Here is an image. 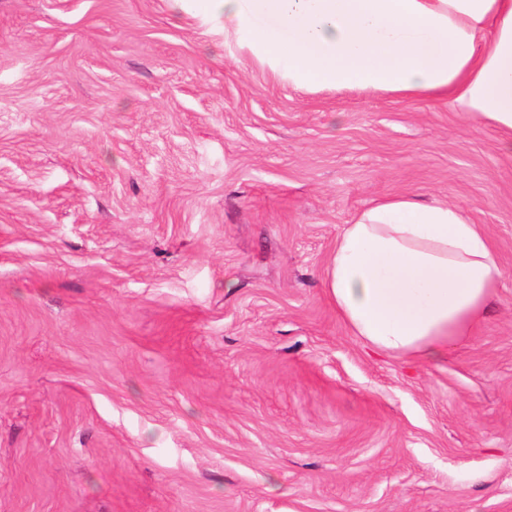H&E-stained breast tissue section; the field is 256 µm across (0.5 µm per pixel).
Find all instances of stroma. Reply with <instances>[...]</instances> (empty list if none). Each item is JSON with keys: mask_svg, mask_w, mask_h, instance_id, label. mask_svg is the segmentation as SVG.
<instances>
[{"mask_svg": "<svg viewBox=\"0 0 512 512\" xmlns=\"http://www.w3.org/2000/svg\"><path fill=\"white\" fill-rule=\"evenodd\" d=\"M447 99L289 85L196 0H0V512H512V156ZM504 275L448 356L352 336L366 205Z\"/></svg>", "mask_w": 512, "mask_h": 512, "instance_id": "obj_1", "label": "stroma"}]
</instances>
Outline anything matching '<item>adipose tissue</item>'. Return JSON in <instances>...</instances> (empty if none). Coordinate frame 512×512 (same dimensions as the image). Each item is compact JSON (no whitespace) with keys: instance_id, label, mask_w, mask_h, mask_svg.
<instances>
[{"instance_id":"ef3b65f1","label":"adipose tissue","mask_w":512,"mask_h":512,"mask_svg":"<svg viewBox=\"0 0 512 512\" xmlns=\"http://www.w3.org/2000/svg\"><path fill=\"white\" fill-rule=\"evenodd\" d=\"M248 34L299 89L447 98L512 154V0H198ZM503 277L460 206L389 197L336 243L327 293L351 331L407 359L447 354L483 318Z\"/></svg>"}]
</instances>
